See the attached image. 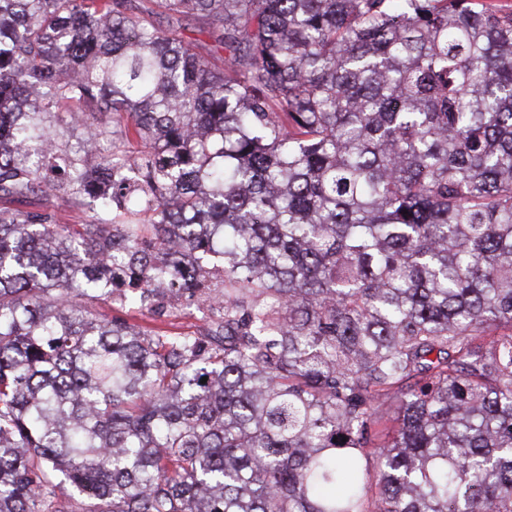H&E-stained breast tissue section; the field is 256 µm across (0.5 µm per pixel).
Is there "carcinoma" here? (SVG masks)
<instances>
[{
  "label": "carcinoma",
  "mask_w": 512,
  "mask_h": 512,
  "mask_svg": "<svg viewBox=\"0 0 512 512\" xmlns=\"http://www.w3.org/2000/svg\"><path fill=\"white\" fill-rule=\"evenodd\" d=\"M2 200L0 512H512L511 4L0 0ZM189 310L186 307H176L167 312V315L162 318L165 327L175 332H191L200 333L203 331L202 323L195 317V311ZM194 312V314H191Z\"/></svg>",
  "instance_id": "1"
}]
</instances>
